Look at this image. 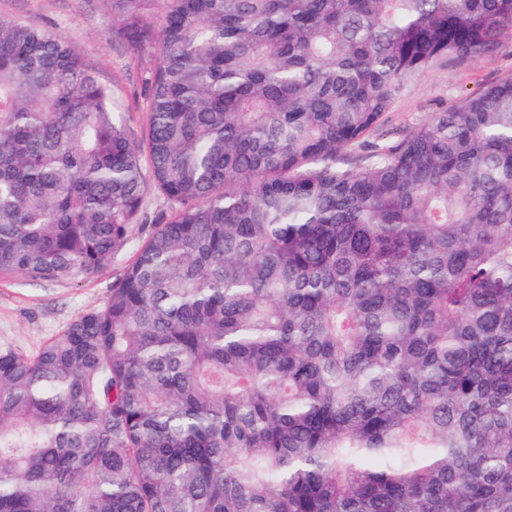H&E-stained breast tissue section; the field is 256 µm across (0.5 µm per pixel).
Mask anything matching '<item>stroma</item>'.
<instances>
[{"label":"stroma","instance_id":"35a3bbf8","mask_svg":"<svg viewBox=\"0 0 512 512\" xmlns=\"http://www.w3.org/2000/svg\"><path fill=\"white\" fill-rule=\"evenodd\" d=\"M0 14L53 31L81 53L108 85L114 106L135 141L148 136L147 96L143 79L149 57H131L114 37L118 25L108 0H0ZM512 73V39L501 38L490 53L449 63L423 74L388 112V125L402 131L427 121L432 113L454 106ZM152 224L135 225L128 243L98 273L63 282L34 281L0 271V349L31 357L53 336L87 310L101 306L113 281L130 264Z\"/></svg>","mask_w":512,"mask_h":512}]
</instances>
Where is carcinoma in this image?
<instances>
[{"instance_id":"carcinoma-1","label":"carcinoma","mask_w":512,"mask_h":512,"mask_svg":"<svg viewBox=\"0 0 512 512\" xmlns=\"http://www.w3.org/2000/svg\"><path fill=\"white\" fill-rule=\"evenodd\" d=\"M147 149L0 15V270L108 300L0 350V512H512V73L393 139L512 0H107Z\"/></svg>"}]
</instances>
